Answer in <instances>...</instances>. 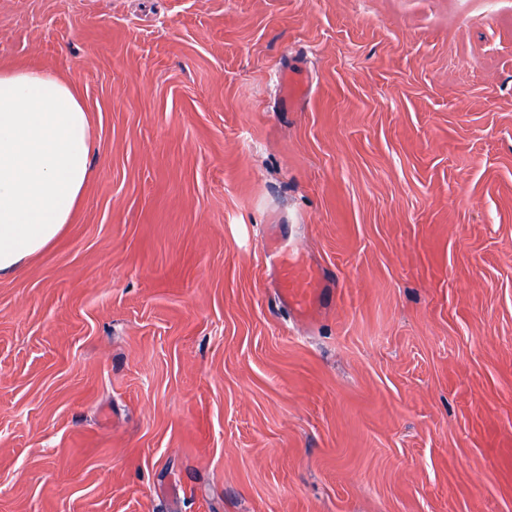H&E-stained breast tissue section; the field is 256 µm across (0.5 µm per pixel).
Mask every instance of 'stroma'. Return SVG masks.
Listing matches in <instances>:
<instances>
[{
    "label": "stroma",
    "mask_w": 512,
    "mask_h": 512,
    "mask_svg": "<svg viewBox=\"0 0 512 512\" xmlns=\"http://www.w3.org/2000/svg\"><path fill=\"white\" fill-rule=\"evenodd\" d=\"M0 68L91 136L0 276V512H512V0H0ZM277 284L280 300L297 315L309 319L319 314L334 295L321 271L284 259L278 266Z\"/></svg>",
    "instance_id": "obj_1"
}]
</instances>
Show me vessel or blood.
I'll list each match as a JSON object with an SVG mask.
<instances>
[{
  "mask_svg": "<svg viewBox=\"0 0 512 512\" xmlns=\"http://www.w3.org/2000/svg\"><path fill=\"white\" fill-rule=\"evenodd\" d=\"M278 295L290 310L310 319L325 308L334 290L321 271L284 260L278 266Z\"/></svg>",
  "mask_w": 512,
  "mask_h": 512,
  "instance_id": "b4317fda",
  "label": "vessel or blood"
}]
</instances>
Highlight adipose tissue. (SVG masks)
I'll use <instances>...</instances> for the list:
<instances>
[{"label": "adipose tissue", "instance_id": "1", "mask_svg": "<svg viewBox=\"0 0 512 512\" xmlns=\"http://www.w3.org/2000/svg\"><path fill=\"white\" fill-rule=\"evenodd\" d=\"M88 170V117L71 86L45 72L0 71V275L58 238Z\"/></svg>", "mask_w": 512, "mask_h": 512}]
</instances>
